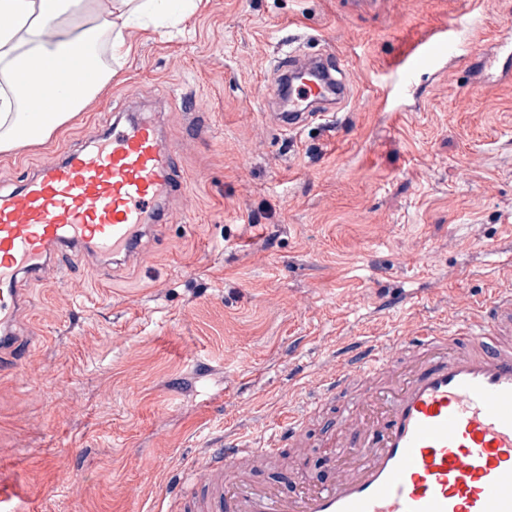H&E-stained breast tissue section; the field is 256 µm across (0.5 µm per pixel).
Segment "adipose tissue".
I'll list each match as a JSON object with an SVG mask.
<instances>
[{"mask_svg":"<svg viewBox=\"0 0 512 512\" xmlns=\"http://www.w3.org/2000/svg\"><path fill=\"white\" fill-rule=\"evenodd\" d=\"M196 0H0V152L44 143L112 80L113 59L131 51L124 31L161 28Z\"/></svg>","mask_w":512,"mask_h":512,"instance_id":"ef3b65f1","label":"adipose tissue"}]
</instances>
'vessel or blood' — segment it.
Instances as JSON below:
<instances>
[{"mask_svg":"<svg viewBox=\"0 0 512 512\" xmlns=\"http://www.w3.org/2000/svg\"><path fill=\"white\" fill-rule=\"evenodd\" d=\"M459 48L442 28L414 46L385 83L388 96L414 88ZM314 73L288 91L276 113L288 130L311 118L309 103L350 89L342 57L326 50L278 58L279 80ZM176 150L155 122L110 124L106 134L53 156L21 185L0 190V373L23 351L12 326L26 299L21 280H40L59 253L103 258L137 252L147 225L176 185ZM319 401L348 418L329 483L259 484L245 470L277 450L305 448L308 410H289L257 442L224 438L204 455V512H512V287L455 326L348 344Z\"/></svg>","mask_w":512,"mask_h":512,"instance_id":"vessel-or-blood-1","label":"vessel or blood"}]
</instances>
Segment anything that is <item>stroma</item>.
Segmentation results:
<instances>
[{"mask_svg":"<svg viewBox=\"0 0 512 512\" xmlns=\"http://www.w3.org/2000/svg\"><path fill=\"white\" fill-rule=\"evenodd\" d=\"M471 16L458 56L382 100L375 74ZM131 38L83 112L0 153L13 188L112 116L150 114L182 175L139 254L59 258L21 284L28 354L0 373V489L26 512H166L214 438L269 434L342 342L462 320L512 285V69L476 66L512 45V0H201ZM328 48L352 71L348 99L272 125V63ZM338 430L335 403L314 407L308 453L251 478L329 482Z\"/></svg>","mask_w":512,"mask_h":512,"instance_id":"35a3bbf8","label":"stroma"}]
</instances>
